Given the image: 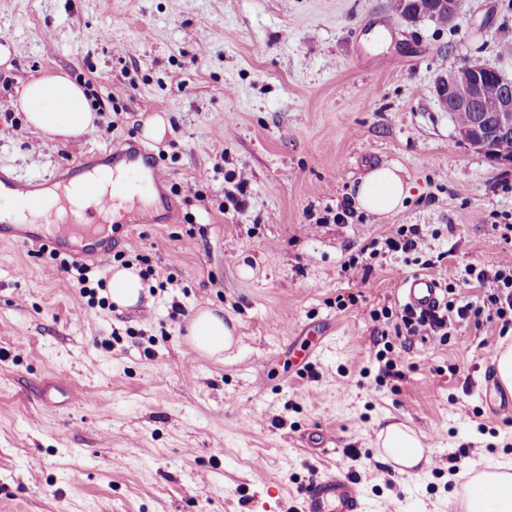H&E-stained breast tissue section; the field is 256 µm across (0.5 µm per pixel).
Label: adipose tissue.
I'll list each match as a JSON object with an SVG mask.
<instances>
[{"label": "adipose tissue", "instance_id": "adipose-tissue-1", "mask_svg": "<svg viewBox=\"0 0 512 512\" xmlns=\"http://www.w3.org/2000/svg\"><path fill=\"white\" fill-rule=\"evenodd\" d=\"M26 121L36 132L68 140L83 136L95 127L97 114L81 85L65 75H50L30 80L18 99ZM409 187L402 170L384 164L369 170L360 180L353 198L357 208L376 215L400 211ZM191 344L200 353L222 355L234 343V328L225 322L220 310L199 309L188 329ZM379 454L405 469H413L425 458L419 435L402 423H391L378 435ZM488 485V494H476V487ZM465 512H512V466L491 463L468 482Z\"/></svg>", "mask_w": 512, "mask_h": 512}]
</instances>
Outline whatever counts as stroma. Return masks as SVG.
Returning <instances> with one entry per match:
<instances>
[{
    "mask_svg": "<svg viewBox=\"0 0 512 512\" xmlns=\"http://www.w3.org/2000/svg\"><path fill=\"white\" fill-rule=\"evenodd\" d=\"M511 44L512 0H460L452 26L399 20L392 0H0V170L51 180L77 146L142 141L155 114L169 125L148 143L161 201L111 226L119 266L152 271L137 307L108 303L98 259L92 297L60 259L0 245V512H298L330 468L358 477L367 512H461L468 470L512 460V422L489 421L479 396L499 325L391 337L383 375L372 314L399 306L417 268L361 248L419 225L444 286L500 256L512 166L457 141L435 86L470 58L512 78ZM54 74L99 116L80 142L42 137L17 107ZM384 163L403 170L404 208L336 222ZM203 306L236 326L223 360L187 341ZM391 421L422 435L428 464L382 461Z\"/></svg>",
    "mask_w": 512,
    "mask_h": 512,
    "instance_id": "1",
    "label": "stroma"
}]
</instances>
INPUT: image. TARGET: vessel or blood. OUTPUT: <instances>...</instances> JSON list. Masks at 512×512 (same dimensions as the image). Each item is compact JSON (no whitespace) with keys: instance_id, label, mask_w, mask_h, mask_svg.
Returning a JSON list of instances; mask_svg holds the SVG:
<instances>
[{"instance_id":"b4317fda","label":"vessel or blood","mask_w":512,"mask_h":512,"mask_svg":"<svg viewBox=\"0 0 512 512\" xmlns=\"http://www.w3.org/2000/svg\"><path fill=\"white\" fill-rule=\"evenodd\" d=\"M104 162L113 168L124 169V177L113 180L103 192L87 189L84 206L66 205L65 209L51 206L44 209L36 230L17 227V208L40 205L44 185L39 181L19 179L0 172V198H6L7 208L0 210V242L20 241L52 250H64L65 238L52 232L58 220H65L76 237L85 241L87 250L99 257H107L112 241L105 233V224L111 223L118 205L132 198L131 184H138L144 191L161 190L166 176L155 162L150 150L142 144L132 143L125 148L82 150L74 163L75 169H86L93 162ZM400 288L406 303L415 309L427 311L439 302L440 284L423 274L403 277ZM363 494L355 477L336 471H326L311 482L302 492L300 512H362Z\"/></svg>"}]
</instances>
